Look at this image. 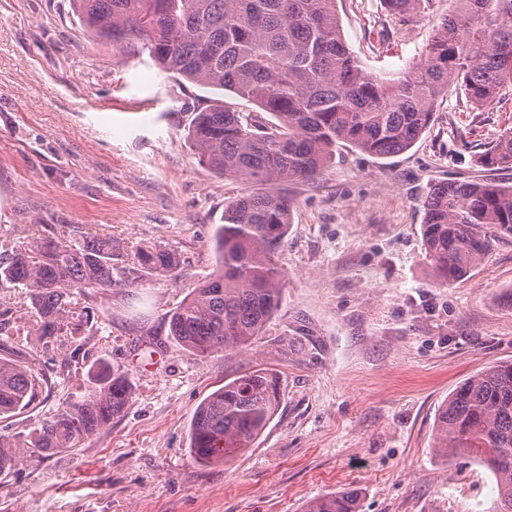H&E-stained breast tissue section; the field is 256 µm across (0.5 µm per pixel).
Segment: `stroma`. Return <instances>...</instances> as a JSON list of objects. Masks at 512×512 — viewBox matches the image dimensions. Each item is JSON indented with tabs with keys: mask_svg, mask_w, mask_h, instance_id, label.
Returning a JSON list of instances; mask_svg holds the SVG:
<instances>
[{
	"mask_svg": "<svg viewBox=\"0 0 512 512\" xmlns=\"http://www.w3.org/2000/svg\"><path fill=\"white\" fill-rule=\"evenodd\" d=\"M450 0H425L411 23L383 0H337L361 64L392 77L420 60ZM148 52L93 42L70 0H0V252L50 224L67 239L111 235L117 265L134 248L175 251L178 279L147 276L93 301L91 325L54 347L31 333L21 288L0 289L6 341L47 384L0 433L28 435L89 388L105 359L128 369L131 402L68 453L21 455L0 476V512H304L346 488L359 512H494L496 480L474 455L433 448L439 408L466 378L512 361V236L457 282L440 286L426 256L423 201L448 180L512 184L479 157L512 131V88L481 109L449 88L435 120L403 153L339 148L313 180L287 185L288 272L279 309L247 350L202 358L164 315L217 268L214 230L251 186L201 165L187 138L201 99ZM280 373V407L229 463L189 456L198 404L249 368Z\"/></svg>",
	"mask_w": 512,
	"mask_h": 512,
	"instance_id": "stroma-1",
	"label": "stroma"
}]
</instances>
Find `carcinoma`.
Returning <instances> with one entry per match:
<instances>
[{
  "label": "carcinoma",
  "instance_id": "1",
  "mask_svg": "<svg viewBox=\"0 0 512 512\" xmlns=\"http://www.w3.org/2000/svg\"><path fill=\"white\" fill-rule=\"evenodd\" d=\"M337 0H72L84 29L124 50L148 51L155 66L188 83L227 90L256 107L244 113L216 100L197 113L188 137L213 172L260 187L224 209L215 233V272L167 315L169 334L207 357L248 349L281 301L287 273L279 263L292 200L283 186L313 179L339 146L385 158L411 148L428 128L438 98L456 85L476 107L512 86V0H452L421 61L393 78L368 72L346 46ZM423 0H384L413 21ZM486 167L512 166V134L487 150ZM428 260L442 286L465 276L512 236V185L448 181L423 202ZM112 239L91 232L74 244L50 224L36 225L24 248L0 253V288H23L37 316L33 333L47 348L90 322L70 299L132 288L115 277ZM134 264L176 277L178 254L142 245ZM86 394L69 398L28 435H0V475L24 448L46 456L80 448L112 424L133 396L128 374L105 360L87 372ZM43 378L32 355L0 346V419L29 407ZM278 374L250 368L224 381L197 407L189 453L199 463L234 460L252 447L277 412ZM439 453L475 455L494 475L495 512H512V362L465 379L439 410ZM357 489L322 494L304 512H358Z\"/></svg>",
  "mask_w": 512,
  "mask_h": 512
}]
</instances>
